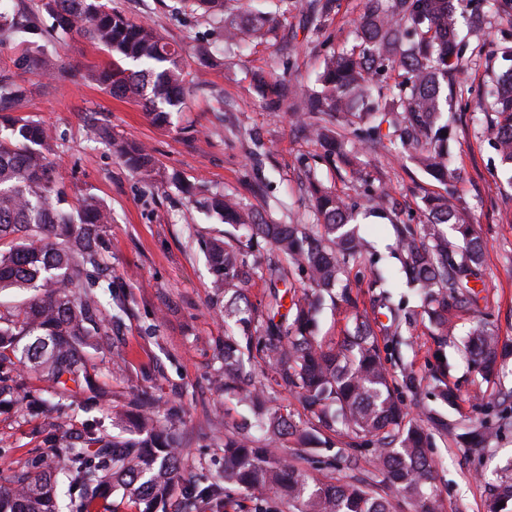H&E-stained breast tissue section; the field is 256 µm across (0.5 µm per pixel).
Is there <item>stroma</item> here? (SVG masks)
I'll return each instance as SVG.
<instances>
[{"label":"stroma","mask_w":512,"mask_h":512,"mask_svg":"<svg viewBox=\"0 0 512 512\" xmlns=\"http://www.w3.org/2000/svg\"><path fill=\"white\" fill-rule=\"evenodd\" d=\"M116 4L182 47L185 70L205 86L188 96L187 108L174 116L173 127L163 128L150 121L136 100L112 97L93 82L28 78L20 115L53 129L58 149L52 161L69 202L93 195L111 208L107 264L115 273L135 275L122 322L108 329L94 356L98 383L112 392L111 407L86 406L79 394L54 419L66 423L82 411L99 421L104 433H112L113 411L123 410L138 386L157 405H183L185 415L178 424L181 463L168 512H203L185 489L223 470L224 435L245 411L225 399L213 380L224 348V321L211 310L215 298L203 245L223 238L226 226L190 201L179 182L224 192L270 220L298 224L310 221L304 185L311 170L324 185L361 205L369 199V188L385 185L401 219L415 224L423 219L422 196L442 187L408 155L371 151L359 158L369 184L351 183L344 165L321 160L320 147L305 137L288 105L272 107L257 88L258 78L286 69L292 79L315 89L325 54L354 45L355 21L365 0H336L335 11L318 34L308 27L305 5H298L287 16V38L270 36L227 51L220 48L222 30L215 18L199 12L174 14V0ZM503 32L497 17L488 15L484 36L468 57L465 82L471 94L454 104L450 114L456 130L453 191L487 242L485 286L477 304L453 312L456 333L447 346L438 347L423 323L402 331L401 360L422 381L412 414L433 408L452 426L478 422L491 406L512 407V361L496 382L485 384L465 349L467 332L480 320L501 338L512 339V184L498 173L489 118L482 110L495 74L508 67L496 54ZM47 49L56 65L86 72L110 61L78 37L52 41ZM92 122L152 148L162 179L141 182L108 146L88 141L85 129ZM443 359L448 362V386L456 394L450 406L431 397L427 387ZM116 361L125 365L124 377H113ZM40 424V419L13 411L0 413V475L30 466L38 454L33 433ZM428 454L443 512H489L494 487L512 479V428L498 434L480 456L469 454L453 436L440 434ZM306 456L307 469L321 480L380 479L370 448L358 449L352 466L335 449L323 446L307 449ZM330 458L336 461L332 470L324 466Z\"/></svg>","instance_id":"stroma-1"}]
</instances>
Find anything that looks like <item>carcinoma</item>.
I'll use <instances>...</instances> for the list:
<instances>
[{"mask_svg":"<svg viewBox=\"0 0 512 512\" xmlns=\"http://www.w3.org/2000/svg\"><path fill=\"white\" fill-rule=\"evenodd\" d=\"M19 19L0 4V49L14 54L13 68L0 71V291L32 289L18 306L0 305V410L18 404L12 383L26 371L50 383V397L28 395L26 415L43 419L36 432L42 448L39 470L13 471L0 484V512H60L68 498L71 512H94L106 491L121 489L135 499L138 512H159L166 505L179 469L176 424L179 410L159 409L136 396L119 420L129 424L131 439L101 433L83 421L68 429L52 413L75 394L88 390L99 398L95 364L88 349L97 348L106 323L118 324L128 310L126 278L103 267L108 250L105 227L112 211L89 196L75 210L63 208L56 169L49 155L56 147L42 122L16 114L25 99L23 76L43 75L50 57L32 47L26 35L39 31L45 10L59 37H83L107 51L112 62L89 73L113 96L139 100L151 121L172 125L188 88L181 53L147 23H136L112 0H32ZM299 0H273L268 12H224V0H176L178 14L202 10L224 23V44L277 32L281 19ZM308 23L321 29L335 0H311ZM494 13L512 24V0H477L475 10ZM481 32L458 29L454 0H366L356 25V44L327 55L316 82L320 90L300 98L307 115L303 129L323 150L322 158L342 161L351 178L363 182L360 151L408 152L437 182L456 179L450 143L456 133L448 118L453 99L470 91L463 47ZM278 97L297 95L292 84L259 80ZM494 148L501 164L512 168V70L493 80L488 92ZM355 126L346 142L340 129ZM91 141L109 146L141 181L158 175L150 151L136 142L118 141L105 127H87ZM453 193L422 198L425 220L394 222L395 249L403 279L367 255V243L353 223L347 198L313 178L309 203L313 223L274 224L262 213L220 191L204 198L205 208L232 228L227 240L212 241L205 252L215 295L224 297V356L214 381L224 396L241 403L249 423L224 435V471L212 484L194 491L207 512H391V496L414 502L416 512H441L428 448L433 439L423 419L448 423L431 412L409 417L401 391L417 392L414 370L398 356L401 329L419 315L433 335L448 339V313L477 303L469 286L482 280L486 246L474 225L466 223ZM451 226L466 241L459 248L443 230ZM369 259L368 287L386 310L384 331L390 343L380 347L370 320L356 307L345 274ZM256 275L269 283L267 301L253 306L245 287ZM351 309L345 335L329 346L316 336L317 316L325 300ZM466 349L481 379L491 383L502 362L512 357L494 329L480 323L468 334ZM399 364L401 383L387 364ZM286 391L304 417L271 404ZM512 416L459 434L468 448L481 451ZM332 434L347 448L371 446L383 475L378 486L360 481H320L301 463L303 456L280 452L294 438L303 445ZM236 489L233 500L229 490ZM512 484L500 487L492 512H508Z\"/></svg>","mask_w":512,"mask_h":512,"instance_id":"1","label":"carcinoma"}]
</instances>
